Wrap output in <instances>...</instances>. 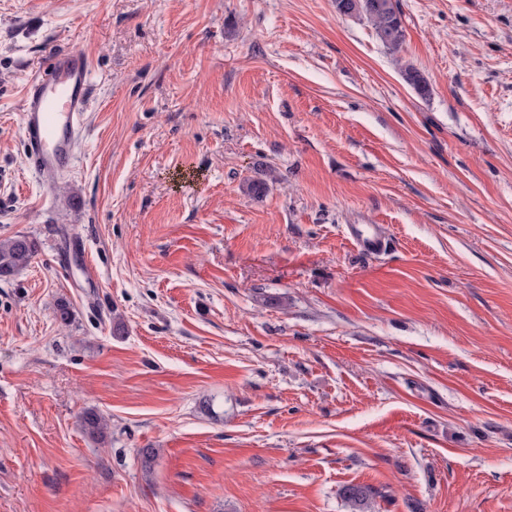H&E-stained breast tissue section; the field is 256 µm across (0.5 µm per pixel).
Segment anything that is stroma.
I'll return each mask as SVG.
<instances>
[{
  "label": "stroma",
  "mask_w": 512,
  "mask_h": 512,
  "mask_svg": "<svg viewBox=\"0 0 512 512\" xmlns=\"http://www.w3.org/2000/svg\"><path fill=\"white\" fill-rule=\"evenodd\" d=\"M397 4L392 51L334 0H0V239L40 244L0 281V512H512V0ZM67 49L46 186L21 109ZM49 61L47 70L26 87L21 128L29 165L51 185L75 166L92 65L80 52H51ZM81 425L84 431L94 440L103 439L108 429L106 418L93 408L84 410L81 415ZM376 492L370 486L351 484L341 489V495L349 504L352 512H371V505Z\"/></svg>",
  "instance_id": "stroma-1"
}]
</instances>
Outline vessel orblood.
Here are the masks:
<instances>
[{
    "instance_id": "vessel-or-blood-1",
    "label": "vessel or blood",
    "mask_w": 512,
    "mask_h": 512,
    "mask_svg": "<svg viewBox=\"0 0 512 512\" xmlns=\"http://www.w3.org/2000/svg\"><path fill=\"white\" fill-rule=\"evenodd\" d=\"M91 82L86 55L53 52L47 70L26 87L21 128L27 159L46 184L75 166Z\"/></svg>"
}]
</instances>
